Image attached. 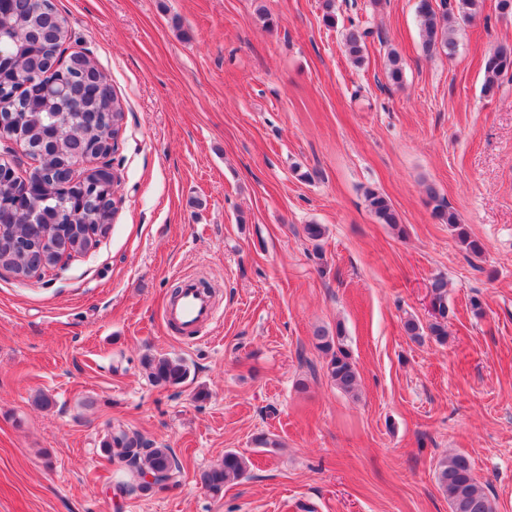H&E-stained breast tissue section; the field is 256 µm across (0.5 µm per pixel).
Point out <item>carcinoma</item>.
Masks as SVG:
<instances>
[{"instance_id":"obj_1","label":"carcinoma","mask_w":512,"mask_h":512,"mask_svg":"<svg viewBox=\"0 0 512 512\" xmlns=\"http://www.w3.org/2000/svg\"><path fill=\"white\" fill-rule=\"evenodd\" d=\"M483 0H418L416 12L422 30L423 51L432 55L456 53V26L468 23L482 11ZM366 31L348 29L345 48L351 60L360 63L365 49ZM70 39L69 31L52 3L41 8L38 0H3L0 4V119L5 127L22 128V145L38 158L25 178L9 173L0 177V266L22 278L33 276L40 267L54 266L59 254L49 250L44 238L54 236L70 248L83 253L90 249L94 229L70 222L71 214L83 208L95 215L96 223L110 224L117 207L110 183L96 174L86 176L93 185L86 196L66 191L70 184L71 161L82 156L108 157L115 148L124 111L115 95L100 89L102 72L81 53L70 55L63 69L57 68L62 47ZM482 91L489 96L501 80L512 74V46L500 44L483 61ZM387 78L395 85L403 81V65L395 52L388 54ZM60 80L68 87L61 98L41 92L40 85ZM432 215L448 229L469 254H484L483 243L472 237L458 214L437 189H426ZM368 205L382 224L399 227L398 215L391 201L370 190ZM448 281L437 276L431 282L432 320L426 324L414 317L404 322V329L414 340L427 336L439 344L448 339ZM314 345L325 356L328 379L346 394H356L359 373L349 349L344 344V329L336 325L332 335L322 328L313 333ZM142 365L149 381L156 386L184 383L189 369L179 357L146 355ZM104 451L120 467L135 477L133 483H119L115 492H149L144 482L148 474L174 481L181 466L167 447H156L142 435L118 424L112 428ZM247 458L235 451L224 452L220 463L199 474L201 485L214 495L224 485L247 474ZM437 483L448 499L450 512H494V505L481 485L470 459L464 454L441 458L436 466Z\"/></svg>"}]
</instances>
